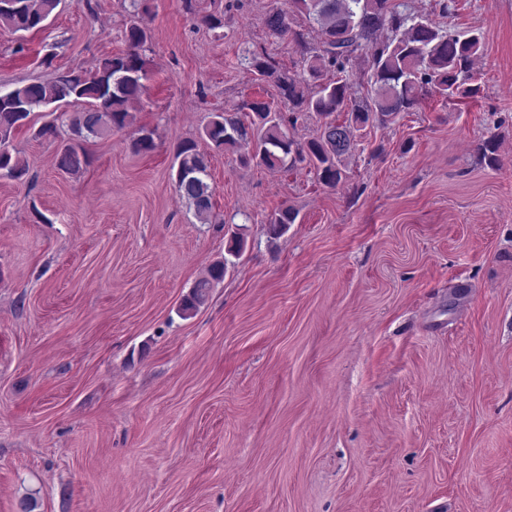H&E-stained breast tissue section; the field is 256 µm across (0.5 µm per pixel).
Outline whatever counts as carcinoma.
<instances>
[{
  "label": "carcinoma",
  "instance_id": "cac0c4a2",
  "mask_svg": "<svg viewBox=\"0 0 512 512\" xmlns=\"http://www.w3.org/2000/svg\"><path fill=\"white\" fill-rule=\"evenodd\" d=\"M60 2L0 0V29L40 30ZM296 15L317 27L320 35V46L308 58L316 91L307 92L266 51L245 49L242 60L276 88L278 98L288 104V113L266 99L244 101L210 113L200 140L177 146V191L202 224L214 218L213 190L207 182L210 150H241L243 164L269 170H288L306 161L322 184L334 188L343 178L342 159L356 150V133L370 123L395 121L401 113L414 111L427 94L445 101L477 94L471 82L484 48L478 29L445 31L427 16L406 12L396 0H288V8L270 13L266 25L278 37L303 46V34L292 27ZM124 38L127 49L102 59L92 70L63 71L51 81H33L0 93V173L14 180L27 175L26 164L10 149V139L37 108L72 100L87 104L70 116L69 142L56 154V167L68 174L87 164L84 143L121 131L132 121L129 106L139 99L148 77L146 26L131 21ZM360 56L367 62L371 88L370 101L364 104L352 100V86L345 78ZM341 112L345 119L340 122L336 114ZM306 114L315 115L322 124L317 137L300 144L288 135V126ZM479 150L486 162L499 164L495 137L484 140ZM295 220L290 207L279 209L268 222L270 234L281 235ZM225 270L221 261L212 264L183 298L182 309L192 312L202 306L214 285L224 279Z\"/></svg>",
  "mask_w": 512,
  "mask_h": 512
}]
</instances>
